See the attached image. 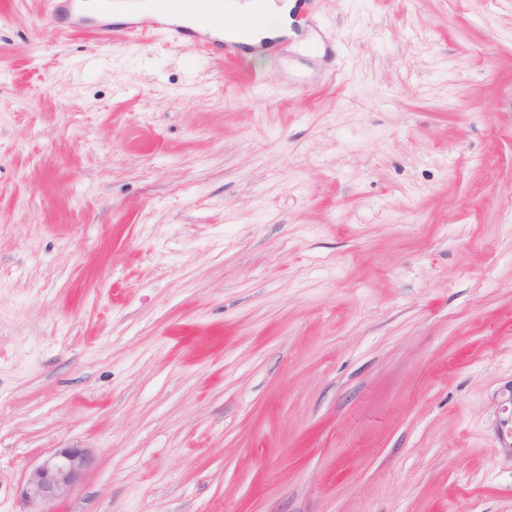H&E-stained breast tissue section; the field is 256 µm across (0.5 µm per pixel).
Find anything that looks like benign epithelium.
I'll return each instance as SVG.
<instances>
[{
    "label": "benign epithelium",
    "mask_w": 512,
    "mask_h": 512,
    "mask_svg": "<svg viewBox=\"0 0 512 512\" xmlns=\"http://www.w3.org/2000/svg\"><path fill=\"white\" fill-rule=\"evenodd\" d=\"M93 463V455L84 448H59L45 456L20 490L27 512H53V505L83 480Z\"/></svg>",
    "instance_id": "obj_1"
}]
</instances>
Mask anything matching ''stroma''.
Instances as JSON below:
<instances>
[{
    "mask_svg": "<svg viewBox=\"0 0 512 512\" xmlns=\"http://www.w3.org/2000/svg\"><path fill=\"white\" fill-rule=\"evenodd\" d=\"M293 28L0 0V512H512V0ZM296 0H268L267 14L263 23L255 25L250 36L242 40L234 29H224V40L240 42L249 46L260 45L263 40L274 41L277 39H288V36L298 38L292 30L294 15L299 10L300 5ZM224 40L207 37L201 41L206 47L216 50L224 56H236V47L232 44L224 43ZM183 25L163 23L155 15L147 14L140 21L122 29L125 36L131 35H153L158 31H165L174 38H185L189 36ZM93 463L85 448H59L45 456L21 487V501L29 507L21 512H55L53 505L83 480Z\"/></svg>",
    "mask_w": 512,
    "mask_h": 512,
    "instance_id": "35a3bbf8",
    "label": "stroma"
}]
</instances>
